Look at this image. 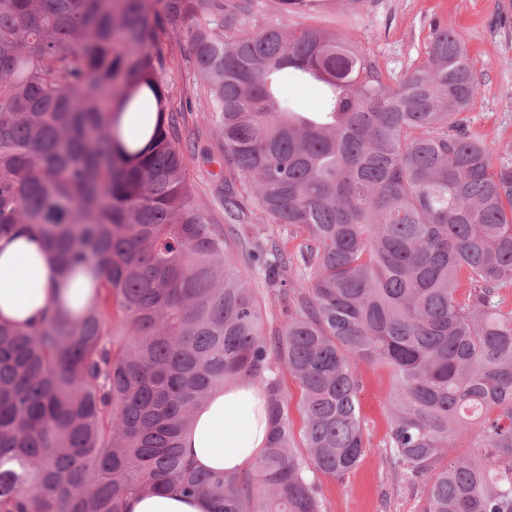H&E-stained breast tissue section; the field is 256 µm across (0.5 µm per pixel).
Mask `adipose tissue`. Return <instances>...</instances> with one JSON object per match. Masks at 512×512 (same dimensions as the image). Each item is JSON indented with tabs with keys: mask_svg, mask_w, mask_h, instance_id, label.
Here are the masks:
<instances>
[{
	"mask_svg": "<svg viewBox=\"0 0 512 512\" xmlns=\"http://www.w3.org/2000/svg\"><path fill=\"white\" fill-rule=\"evenodd\" d=\"M88 273L63 271L45 241L27 229L0 241V319L27 325L61 306L79 312L88 300ZM269 435L266 399L242 379L212 391L185 433V457L209 472L241 473L263 453ZM125 512H211L208 500L176 491L135 495Z\"/></svg>",
	"mask_w": 512,
	"mask_h": 512,
	"instance_id": "adipose-tissue-1",
	"label": "adipose tissue"
}]
</instances>
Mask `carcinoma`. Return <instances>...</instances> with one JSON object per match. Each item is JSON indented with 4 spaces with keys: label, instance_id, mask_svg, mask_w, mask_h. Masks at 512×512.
I'll return each mask as SVG.
<instances>
[{
    "label": "carcinoma",
    "instance_id": "carcinoma-1",
    "mask_svg": "<svg viewBox=\"0 0 512 512\" xmlns=\"http://www.w3.org/2000/svg\"><path fill=\"white\" fill-rule=\"evenodd\" d=\"M253 2L0 0V240L26 227L94 274L80 313L0 322V512H124L159 488L213 512H323L307 472L342 479L366 452L362 362L390 370L384 446L423 483L421 512H512V163L461 118L480 85L460 35L435 27L390 86L343 30L245 26ZM182 34L246 276L186 181L184 109L166 107ZM287 82L319 84V110ZM125 112L156 113L144 146L121 141ZM259 286L288 313L272 338ZM237 378L265 392L267 448L250 474L198 472L183 433ZM462 430L472 451L451 459ZM282 380H283L285 392L288 396L289 413H290V418L293 423V430H294V434L296 437V443L299 446L297 449L300 452L305 453V448L300 447L301 446L300 429L302 426V420L297 411V403L301 397V388H300L298 381L296 379H294L291 375H289L288 372H284Z\"/></svg>",
    "mask_w": 512,
    "mask_h": 512
}]
</instances>
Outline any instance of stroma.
<instances>
[{"label": "stroma", "mask_w": 512, "mask_h": 512, "mask_svg": "<svg viewBox=\"0 0 512 512\" xmlns=\"http://www.w3.org/2000/svg\"><path fill=\"white\" fill-rule=\"evenodd\" d=\"M314 21L351 34L385 82L396 84L424 61L433 25L459 32L480 83V93L466 117L470 132L493 157L512 149V0H322ZM189 44L176 46L166 76L171 106L179 108L196 96L197 75L188 61ZM207 157L190 165L187 177L197 203L214 217L218 231H227L220 199L224 188L223 140L209 113L185 115ZM362 387L358 406L366 423L369 447L359 465L343 479L315 474L314 483L325 512H421L423 487L402 480L383 446L389 411L385 397L390 373L379 365L359 367Z\"/></svg>", "instance_id": "obj_1"}]
</instances>
